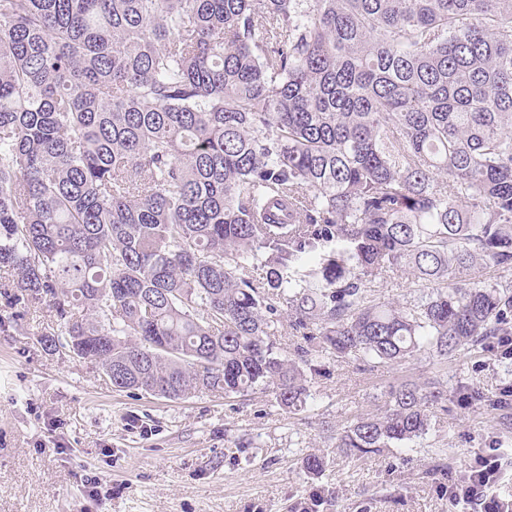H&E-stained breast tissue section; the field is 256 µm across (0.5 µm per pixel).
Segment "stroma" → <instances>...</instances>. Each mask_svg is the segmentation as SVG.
Here are the masks:
<instances>
[{
    "instance_id": "35a3bbf8",
    "label": "stroma",
    "mask_w": 512,
    "mask_h": 512,
    "mask_svg": "<svg viewBox=\"0 0 512 512\" xmlns=\"http://www.w3.org/2000/svg\"><path fill=\"white\" fill-rule=\"evenodd\" d=\"M58 328L48 305L15 302L0 287V512H298L320 488L315 512H470L449 506V480L490 449L512 455L499 412L457 400L463 385L498 395L494 352L365 371L327 358L294 414L259 390L184 400L115 391L88 361L45 350L42 335ZM434 375L448 401L423 439L364 457L337 449V431L380 413L390 385ZM309 453L324 458L322 474L304 469ZM440 460L447 476H430ZM87 473L102 479L93 499Z\"/></svg>"
}]
</instances>
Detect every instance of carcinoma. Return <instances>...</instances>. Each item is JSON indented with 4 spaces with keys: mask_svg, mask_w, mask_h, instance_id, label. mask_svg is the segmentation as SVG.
Segmentation results:
<instances>
[{
    "mask_svg": "<svg viewBox=\"0 0 512 512\" xmlns=\"http://www.w3.org/2000/svg\"><path fill=\"white\" fill-rule=\"evenodd\" d=\"M389 269L432 291L368 299ZM0 278L49 300L47 350L170 400L293 413L327 356L488 351L512 336V0H0ZM445 397L392 386L336 447L420 439Z\"/></svg>",
    "mask_w": 512,
    "mask_h": 512,
    "instance_id": "obj_1",
    "label": "carcinoma"
}]
</instances>
